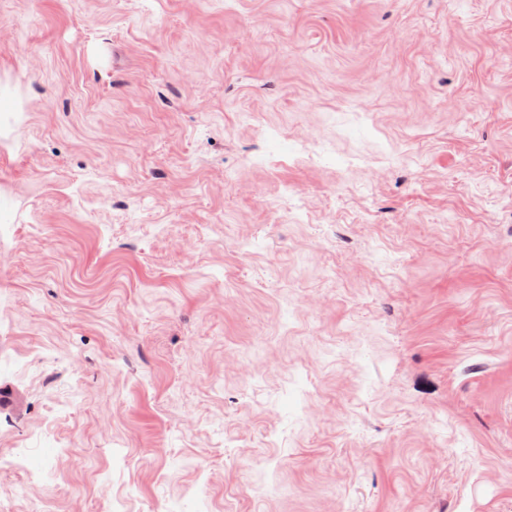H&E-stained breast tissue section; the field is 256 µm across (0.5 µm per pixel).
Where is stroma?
Segmentation results:
<instances>
[{"instance_id": "stroma-1", "label": "stroma", "mask_w": 512, "mask_h": 512, "mask_svg": "<svg viewBox=\"0 0 512 512\" xmlns=\"http://www.w3.org/2000/svg\"><path fill=\"white\" fill-rule=\"evenodd\" d=\"M512 512V0H0V512Z\"/></svg>"}]
</instances>
